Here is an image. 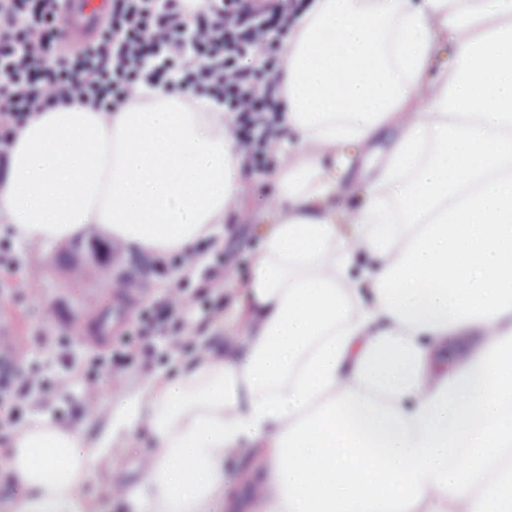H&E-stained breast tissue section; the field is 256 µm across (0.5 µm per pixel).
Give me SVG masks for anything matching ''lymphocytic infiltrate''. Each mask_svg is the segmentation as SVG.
<instances>
[{"label":"lymphocytic infiltrate","instance_id":"f902f5d3","mask_svg":"<svg viewBox=\"0 0 512 512\" xmlns=\"http://www.w3.org/2000/svg\"><path fill=\"white\" fill-rule=\"evenodd\" d=\"M300 0H112L93 40L68 45L61 0H0V162L16 129L36 113L78 99L112 112L140 97L141 86L209 98L230 116L247 164L266 171L286 133L280 123L285 62L269 55L285 38ZM167 289L141 335L165 334L189 303ZM135 353L111 350L84 368L82 402L96 399L97 368L113 379Z\"/></svg>","mask_w":512,"mask_h":512}]
</instances>
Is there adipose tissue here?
<instances>
[{
	"instance_id": "ef3b65f1",
	"label": "adipose tissue",
	"mask_w": 512,
	"mask_h": 512,
	"mask_svg": "<svg viewBox=\"0 0 512 512\" xmlns=\"http://www.w3.org/2000/svg\"><path fill=\"white\" fill-rule=\"evenodd\" d=\"M281 52L295 138L251 277L174 371L81 424L15 430L10 512H91L106 460L123 512H226L242 456L256 512H512V0H304ZM141 92L17 129L0 174L15 241L94 231L150 259L248 219L223 108ZM133 452L131 484L114 460ZM397 131L394 128H390L388 132L382 134L374 143L371 145L370 151L365 156H360L355 162L353 174L357 180L352 195L348 196L347 199L352 205L357 204L358 196L361 193L362 185L373 175L374 167L380 164L388 150L390 144Z\"/></svg>"
}]
</instances>
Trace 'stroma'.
<instances>
[{"label":"stroma","instance_id":"35a3bbf8","mask_svg":"<svg viewBox=\"0 0 512 512\" xmlns=\"http://www.w3.org/2000/svg\"><path fill=\"white\" fill-rule=\"evenodd\" d=\"M259 244L254 225L229 224L221 243L207 247L197 269L189 272L172 268L163 274L157 271L154 262L120 253L112 260L113 269H123L134 276V292L120 304L107 296V272L82 259L65 265L43 261L35 248L17 243L0 226V258L8 257L15 263L11 270L0 266V322L10 321L21 335L32 339L35 357L52 358L51 372H63L67 369L68 352L59 346V339H78L86 356H95L102 349L95 340L102 320H109L113 335H129L137 313L159 300L168 288L179 285L188 293L204 292L210 299L232 303L251 274L252 258ZM217 252L224 255V274L214 278L210 270ZM16 275L23 276L31 288L26 300L14 298L9 288ZM171 357L168 349L155 355H141L118 382L113 380L111 371L102 370L97 378L100 398L111 399L113 392L169 365ZM10 409V400L0 401V429L7 432L25 425L39 413L63 419L68 425L81 419L79 397L73 390L53 391L24 403L14 421L8 416Z\"/></svg>","mask_w":512,"mask_h":512}]
</instances>
